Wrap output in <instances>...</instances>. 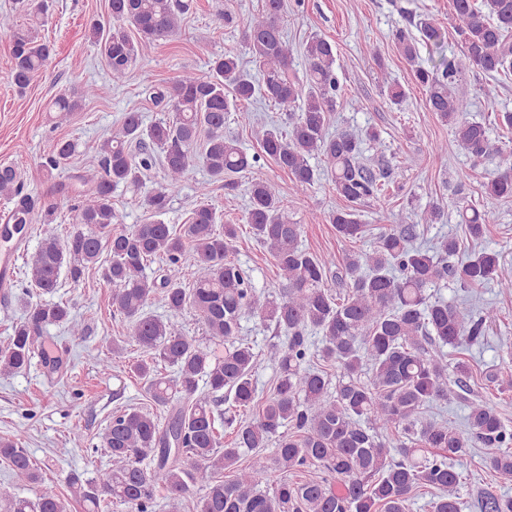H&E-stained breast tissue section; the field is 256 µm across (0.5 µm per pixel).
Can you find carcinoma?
Masks as SVG:
<instances>
[{
  "label": "carcinoma",
  "instance_id": "carcinoma-1",
  "mask_svg": "<svg viewBox=\"0 0 512 512\" xmlns=\"http://www.w3.org/2000/svg\"><path fill=\"white\" fill-rule=\"evenodd\" d=\"M109 7L118 28L105 36L94 22L89 38L100 46L114 82L126 78L157 41L175 35L189 10L185 0H109ZM451 10L461 53L440 57L430 69L418 66L413 76L426 91L430 111L452 124L466 155L497 158V172L482 184L485 197L511 198L512 146L492 140L482 122L465 116L455 84L469 72L492 78L512 73V0H451ZM281 11L282 0H263L261 10L246 17L224 15L225 24L241 31L256 73L229 53L214 58L206 75L186 73L170 85H150L151 100L163 116L146 123L140 113H126L100 143L99 170L75 176L76 199H67L69 188L59 184L55 192L64 199L40 205L23 193L13 168H0V195L19 197L13 223L37 224L41 235L26 261L24 292L39 300L25 302L9 343L0 348V375L24 371L42 350L44 330L51 325L82 335L69 306L43 296L56 293L62 269L77 281L106 248L110 260L104 277L115 286L112 308L126 323L124 341L142 350L132 372L145 381L151 399L168 408L163 422L138 408L112 413L105 434L111 466L91 479L72 474L66 480L85 512H102L114 503L126 512H154L156 489L178 502L197 485L204 490L198 512H410L423 487L433 490L430 512H461L462 474L448 457L463 459L479 444L493 449L484 460L486 469L512 480V429L501 404L468 402L464 431L426 415L448 400L442 349L480 342L498 319L491 307L474 314L428 290L448 280L464 291L495 282L512 292V280L499 273V253L481 250L452 263L460 250L458 238L443 236L427 249L415 247V225L395 221L380 233L371 253L347 254L349 291L339 298L325 285L335 258L303 248L302 225L288 218L277 186L255 179L248 188L245 222L284 280L280 297L270 299L229 258L239 225L219 224L208 203L210 184L198 187L202 202L180 230L162 220L170 191L195 163L230 191L237 188L232 175L253 169L258 156L224 132V121L232 106L258 95L285 110L288 119L285 133L273 124L261 126L262 152L301 193L320 180V168L311 160L323 161L336 195L346 202L328 215L329 223L346 242L362 238L365 224L357 207L378 198L388 178L364 162L366 147L381 144L380 134L373 127L329 132L338 106L336 48L325 38H311L303 52L306 82H300L294 50L283 37ZM127 25L137 38L126 32ZM0 33L9 39L11 78L22 91L44 69L52 48L9 15H0ZM394 40L402 56L415 62L413 34L399 27ZM105 94L106 88L91 86L77 96L55 98L52 107L66 115L79 109L82 99ZM202 133L203 148L196 154L193 145ZM76 148L71 140L58 141L43 162L47 174ZM157 164L166 186L142 201L152 220L122 226L112 195L121 186L140 185ZM64 207L73 231L61 237L55 214ZM459 218L471 240L483 238L495 222L491 210L474 205L460 209ZM157 260L162 266L147 272ZM188 269L198 273L190 288L183 286ZM157 297L172 316L192 306L207 334L230 347L220 356L184 336L171 320L149 311ZM247 314L274 324L287 339L284 347L272 345L267 356L278 378L262 402L254 382L258 354L239 337ZM310 329L321 338L319 360L343 371L334 394L328 391L326 371L308 367ZM162 365L173 373L163 372ZM228 400L235 408L230 415L219 411ZM272 442L273 466L244 463L246 453ZM0 463L20 481L38 478L28 450L12 439L0 440ZM272 467L285 478L269 493ZM226 471L232 478L221 477ZM288 474L300 481L288 480ZM478 507L480 512H512V496L487 488ZM0 512L67 510L65 500L51 491L34 499L1 492Z\"/></svg>",
  "mask_w": 512,
  "mask_h": 512
}]
</instances>
